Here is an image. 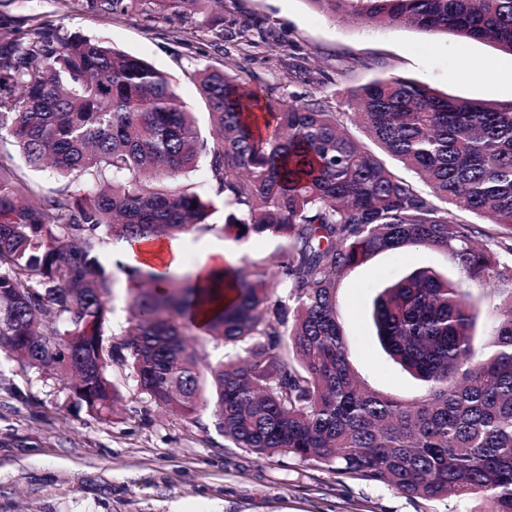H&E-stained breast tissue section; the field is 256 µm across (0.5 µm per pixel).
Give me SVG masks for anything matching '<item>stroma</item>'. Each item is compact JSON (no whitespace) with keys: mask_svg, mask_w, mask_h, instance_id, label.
Listing matches in <instances>:
<instances>
[{"mask_svg":"<svg viewBox=\"0 0 512 512\" xmlns=\"http://www.w3.org/2000/svg\"><path fill=\"white\" fill-rule=\"evenodd\" d=\"M259 29L254 46L230 35ZM28 39L50 30L79 34L137 56L178 85L188 109L203 104L192 71H234L274 97H316L347 111L350 89L403 76L452 96L512 100V55L487 42L411 27H375L334 18L307 0H224L223 7L159 9L133 0L110 14L91 0H0V34ZM321 69L327 82L289 79L288 63ZM444 274L446 254L382 252L356 268L338 294L354 370L367 385L409 400L418 381L381 350L371 310L380 291L417 267ZM110 421L88 412L64 381L21 367L0 352V512H484L482 498L423 500L379 482L341 476L285 456L259 458L234 447L211 411L186 419L126 381Z\"/></svg>","mask_w":512,"mask_h":512,"instance_id":"stroma-1","label":"stroma"}]
</instances>
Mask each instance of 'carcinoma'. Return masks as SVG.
<instances>
[{
	"label": "carcinoma",
	"instance_id": "1",
	"mask_svg": "<svg viewBox=\"0 0 512 512\" xmlns=\"http://www.w3.org/2000/svg\"><path fill=\"white\" fill-rule=\"evenodd\" d=\"M334 17L489 40L512 55V0H308ZM213 140L147 61L44 32L0 43V348L66 381L107 421L130 379L260 458L288 456L424 500L484 495L512 512V101L377 79L349 93L348 134L323 99L260 98L239 76L195 71ZM392 156L429 187L387 166ZM65 181L43 196L15 156ZM205 171V183L192 175ZM230 209L208 222L210 195ZM487 219L493 230L459 212ZM275 243L233 269L236 297L205 334L243 355L211 362L186 340L215 299L195 282L118 266L138 281L127 328L107 334L111 242L214 230ZM441 250L458 278L419 267L375 297L382 350L424 392L399 400L352 370L337 297L380 252ZM479 288L496 312L476 335Z\"/></svg>",
	"mask_w": 512,
	"mask_h": 512
}]
</instances>
